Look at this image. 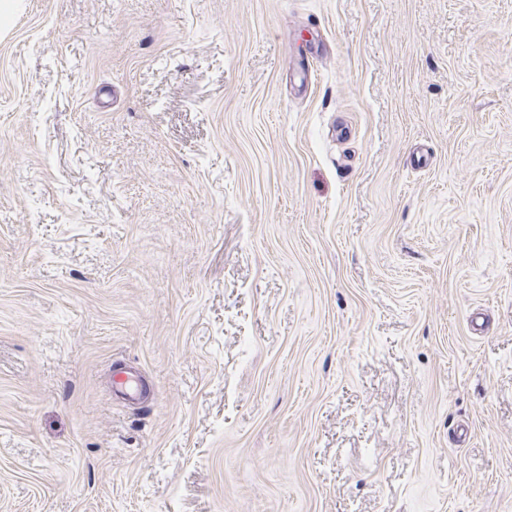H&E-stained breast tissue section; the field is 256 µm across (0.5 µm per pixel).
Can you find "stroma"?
<instances>
[{
    "instance_id": "obj_1",
    "label": "stroma",
    "mask_w": 512,
    "mask_h": 512,
    "mask_svg": "<svg viewBox=\"0 0 512 512\" xmlns=\"http://www.w3.org/2000/svg\"><path fill=\"white\" fill-rule=\"evenodd\" d=\"M20 2L0 512H512V0ZM113 386L124 395V399L131 405L139 403L145 391L140 386V374L132 366L114 368Z\"/></svg>"
}]
</instances>
